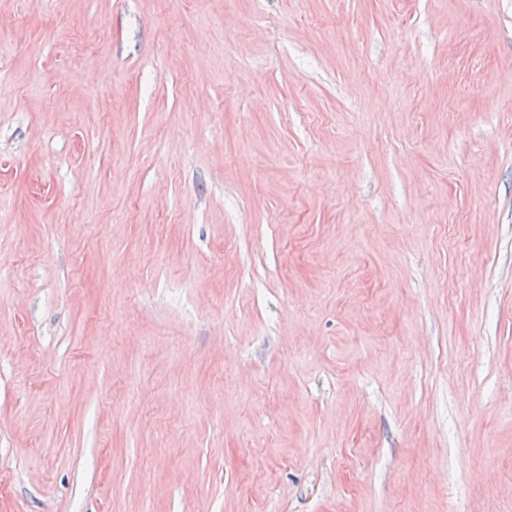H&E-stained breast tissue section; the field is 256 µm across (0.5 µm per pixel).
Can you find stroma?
I'll use <instances>...</instances> for the list:
<instances>
[{
    "mask_svg": "<svg viewBox=\"0 0 512 512\" xmlns=\"http://www.w3.org/2000/svg\"><path fill=\"white\" fill-rule=\"evenodd\" d=\"M0 512H512V0H0Z\"/></svg>",
    "mask_w": 512,
    "mask_h": 512,
    "instance_id": "stroma-1",
    "label": "stroma"
}]
</instances>
